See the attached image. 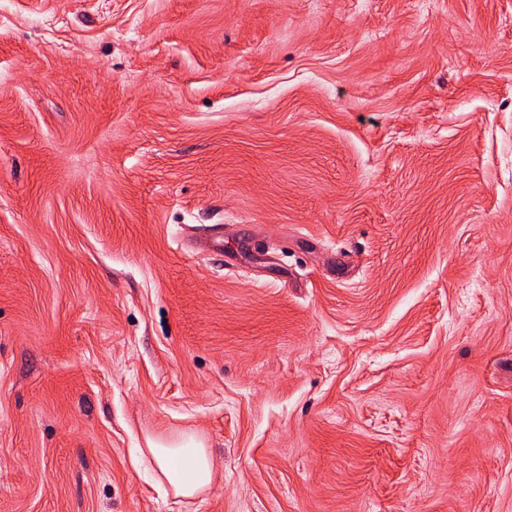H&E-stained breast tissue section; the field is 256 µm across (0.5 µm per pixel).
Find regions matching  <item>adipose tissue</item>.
<instances>
[{
  "instance_id": "1",
  "label": "adipose tissue",
  "mask_w": 512,
  "mask_h": 512,
  "mask_svg": "<svg viewBox=\"0 0 512 512\" xmlns=\"http://www.w3.org/2000/svg\"><path fill=\"white\" fill-rule=\"evenodd\" d=\"M149 454L175 496L194 497L212 482L213 459L201 444L191 441L177 448L154 444Z\"/></svg>"
}]
</instances>
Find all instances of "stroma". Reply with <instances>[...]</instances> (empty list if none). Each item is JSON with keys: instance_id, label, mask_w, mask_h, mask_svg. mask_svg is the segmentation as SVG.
Listing matches in <instances>:
<instances>
[{"instance_id": "stroma-1", "label": "stroma", "mask_w": 512, "mask_h": 512, "mask_svg": "<svg viewBox=\"0 0 512 512\" xmlns=\"http://www.w3.org/2000/svg\"><path fill=\"white\" fill-rule=\"evenodd\" d=\"M0 512H512V0H0ZM149 454L159 472L172 487L175 496L194 497L210 486L213 475L211 453L192 439L177 448L150 444Z\"/></svg>"}]
</instances>
